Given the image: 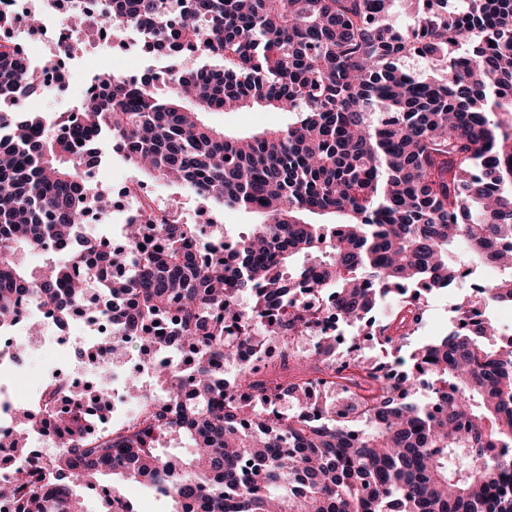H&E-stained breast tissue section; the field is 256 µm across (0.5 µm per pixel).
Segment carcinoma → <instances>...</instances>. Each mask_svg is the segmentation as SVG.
Masks as SVG:
<instances>
[{
    "instance_id": "carcinoma-1",
    "label": "carcinoma",
    "mask_w": 512,
    "mask_h": 512,
    "mask_svg": "<svg viewBox=\"0 0 512 512\" xmlns=\"http://www.w3.org/2000/svg\"><path fill=\"white\" fill-rule=\"evenodd\" d=\"M403 2L105 0L112 32L145 22L159 47L217 64L172 67L161 82L102 75L72 128L0 106V328L23 294L61 322L90 296L113 329L100 355L122 360L135 342L154 357L163 315L193 354L187 383L174 364L157 370L169 407L141 423L76 440L83 404L105 413L109 399L64 391L49 461L31 459L22 437L0 443L14 449L7 512H84L76 488L104 475L170 499V512H512V336L463 301L448 335L414 344L423 296L478 265L501 271L478 291L483 306L512 307V120L501 119L512 117V0H415L425 8L396 27ZM52 67L0 40V100ZM255 104L292 121L250 134L204 121ZM103 137L137 181L179 182L260 222L232 244L195 243L191 225L151 216L123 226L121 251L82 234L71 260L29 270L17 255L68 242L86 200L107 211L110 191L90 175ZM328 214L336 221H313ZM460 242L468 266L453 258ZM316 288L329 292L324 307L306 302ZM389 295L386 321H368ZM322 309L382 356L355 342L338 355L331 337L294 350ZM253 325L294 368L280 381L242 367L228 395L224 363ZM314 383L355 401L310 404ZM421 384L427 399L410 400ZM282 391L292 412L260 410ZM312 409L320 421L303 416ZM110 492L103 512H137Z\"/></svg>"
}]
</instances>
